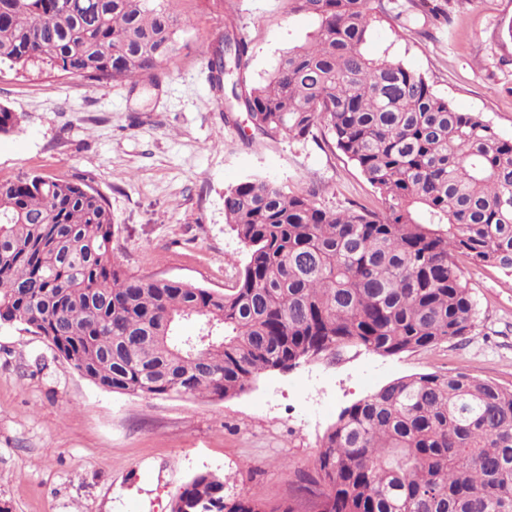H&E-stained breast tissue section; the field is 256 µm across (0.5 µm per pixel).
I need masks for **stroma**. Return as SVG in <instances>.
Returning a JSON list of instances; mask_svg holds the SVG:
<instances>
[{
  "instance_id": "35a3bbf8",
  "label": "stroma",
  "mask_w": 512,
  "mask_h": 512,
  "mask_svg": "<svg viewBox=\"0 0 512 512\" xmlns=\"http://www.w3.org/2000/svg\"><path fill=\"white\" fill-rule=\"evenodd\" d=\"M229 15L250 42L253 82L315 27L288 0H180L157 86L0 71V106L20 119L0 135V181L86 184L112 212V249L129 275L218 292L245 260L224 220L228 188L262 177L289 192L320 188L327 209L375 206L373 187L326 130L305 142L261 136L245 113L226 111L203 52ZM365 50L424 73L456 108L512 139V0H451L439 27L382 19ZM459 264L475 303L465 336L390 357L306 362L223 400L102 390L40 336L0 324V512H171L202 471L224 475L226 496L285 502L338 414L397 378L464 373L512 389V273Z\"/></svg>"
}]
</instances>
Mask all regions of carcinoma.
Returning a JSON list of instances; mask_svg holds the SVG:
<instances>
[{"label": "carcinoma", "mask_w": 512, "mask_h": 512, "mask_svg": "<svg viewBox=\"0 0 512 512\" xmlns=\"http://www.w3.org/2000/svg\"><path fill=\"white\" fill-rule=\"evenodd\" d=\"M179 0H0V66L47 67L91 86L157 83ZM317 21L261 82L234 20L206 66L226 109L291 140L324 129L380 207L327 210L319 190L252 178L224 192L247 249L233 286L127 275L112 213L88 187L0 182V322L45 339L94 385L148 398L237 396L262 375L360 350L393 356L467 334L459 258L512 271V140L461 112L401 61L363 52L397 0H289ZM448 21L438 0H409ZM19 128L0 107V135ZM196 325L185 335L181 326ZM311 512H512V390L465 374L398 378L343 409L311 472ZM171 512H300L224 495L201 472Z\"/></svg>", "instance_id": "1"}]
</instances>
